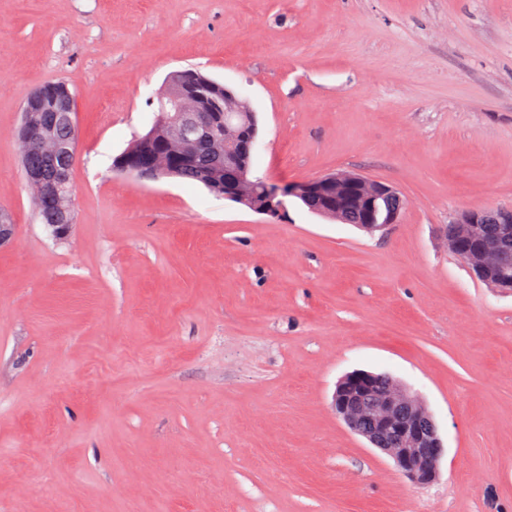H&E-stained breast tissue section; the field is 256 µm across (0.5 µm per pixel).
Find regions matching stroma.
Wrapping results in <instances>:
<instances>
[{
    "label": "stroma",
    "instance_id": "1",
    "mask_svg": "<svg viewBox=\"0 0 512 512\" xmlns=\"http://www.w3.org/2000/svg\"><path fill=\"white\" fill-rule=\"evenodd\" d=\"M187 68L256 112L255 175L350 170L372 234L113 171ZM75 97L76 222L36 217L18 129ZM512 208V0H0V512H512V293L448 248ZM386 372L445 446L416 485L336 415Z\"/></svg>",
    "mask_w": 512,
    "mask_h": 512
}]
</instances>
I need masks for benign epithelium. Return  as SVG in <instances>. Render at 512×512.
Listing matches in <instances>:
<instances>
[{
	"label": "benign epithelium",
	"instance_id": "obj_1",
	"mask_svg": "<svg viewBox=\"0 0 512 512\" xmlns=\"http://www.w3.org/2000/svg\"><path fill=\"white\" fill-rule=\"evenodd\" d=\"M37 105V96H29L20 129L23 140H28L34 132L48 139L57 125L69 128L71 136H76L78 126L72 98L54 102L49 112L33 111ZM154 125L167 127L178 141L176 147L169 140L159 147L168 156L162 165L165 170L188 163L195 145L213 144L214 129L219 126L224 128V141L243 143L245 152L237 150L228 154L210 172L207 184L215 195L243 203L255 213L276 218L285 212L288 198L318 197L327 203L334 216L351 208L363 211L366 222L360 228L366 231L382 230L398 218L399 212L395 211L383 223H375V203L382 197L398 198L400 194L388 184L352 171H337L285 185L267 181L262 191L256 192L246 165L247 153L255 150L257 141L254 113L228 90L224 91V110L221 111L204 103L196 86L186 78H181L174 87L167 84L156 96ZM24 166L27 181L37 186L47 200L55 201V213L47 218L48 227L74 223L72 189L63 183L44 182L31 152ZM483 218L484 210L468 209L460 214L455 224L471 229L483 223ZM469 263L492 275L499 288L512 289V276L500 266L494 243L484 242L469 253ZM334 408L346 425L390 456L412 482L427 484L434 480L444 455L438 426L431 413L392 377L365 370L348 373L336 388Z\"/></svg>",
	"mask_w": 512,
	"mask_h": 512
}]
</instances>
